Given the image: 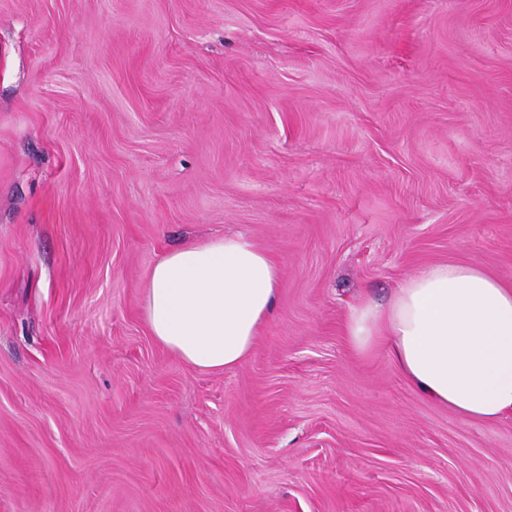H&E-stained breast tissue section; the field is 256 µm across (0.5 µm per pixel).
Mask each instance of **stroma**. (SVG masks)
Returning a JSON list of instances; mask_svg holds the SVG:
<instances>
[{
	"instance_id": "35a3bbf8",
	"label": "stroma",
	"mask_w": 512,
	"mask_h": 512,
	"mask_svg": "<svg viewBox=\"0 0 512 512\" xmlns=\"http://www.w3.org/2000/svg\"><path fill=\"white\" fill-rule=\"evenodd\" d=\"M281 272L249 357L150 336L165 252ZM512 281V0H0V512H512L465 421L349 307Z\"/></svg>"
}]
</instances>
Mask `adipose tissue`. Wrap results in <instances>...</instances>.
I'll use <instances>...</instances> for the list:
<instances>
[{
    "instance_id": "obj_1",
    "label": "adipose tissue",
    "mask_w": 512,
    "mask_h": 512,
    "mask_svg": "<svg viewBox=\"0 0 512 512\" xmlns=\"http://www.w3.org/2000/svg\"><path fill=\"white\" fill-rule=\"evenodd\" d=\"M281 283L274 259L243 236L193 241L163 254L143 289L150 335L186 365L221 373L252 352ZM350 347H386L425 398L464 420L512 415V283L465 263L407 276L387 305L365 299L343 323Z\"/></svg>"
}]
</instances>
